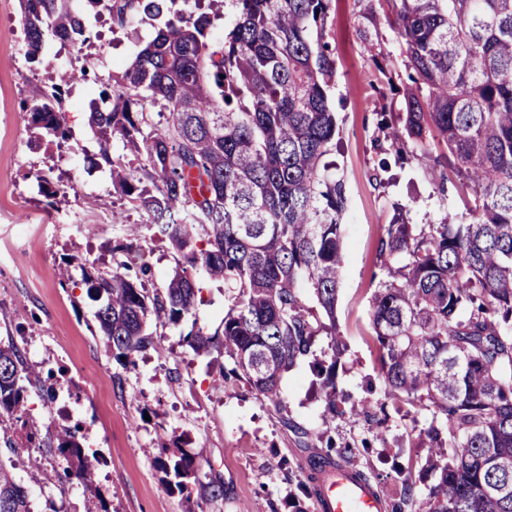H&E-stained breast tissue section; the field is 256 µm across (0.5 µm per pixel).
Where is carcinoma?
Wrapping results in <instances>:
<instances>
[{"instance_id": "cac0c4a2", "label": "carcinoma", "mask_w": 512, "mask_h": 512, "mask_svg": "<svg viewBox=\"0 0 512 512\" xmlns=\"http://www.w3.org/2000/svg\"><path fill=\"white\" fill-rule=\"evenodd\" d=\"M26 60L41 63L44 32L86 45V15L158 21L154 36L109 77L88 122L101 150L112 139L142 152L147 166L108 159L112 183L134 210L156 217L159 236L183 262L166 288L149 290L143 251L106 275L83 272L100 303L96 319L127 364L158 345L146 326L177 325L195 310L197 270L234 289L222 337L198 328L190 345L217 351L252 390L281 405L284 373L330 331L331 362L319 365L324 414L337 413L336 335L344 273L343 180L323 162L336 136L328 106L335 61L325 41L326 0H229L235 23L212 49L210 8L195 0H18ZM393 18L407 85L400 111L379 130L403 159L408 147L448 170L455 224L384 226L385 278L372 296V336L385 394L430 407L443 424L418 435L438 482L412 500L414 512H512V0H376ZM364 49L374 8L363 15ZM61 91L38 86L25 104L37 137L69 135L55 106ZM157 114L160 121L151 119ZM308 289L320 313L306 306ZM15 345L0 346V414L25 418L35 386ZM63 477L86 482L98 463L77 429L54 434ZM198 453L161 462L176 486L196 477ZM320 464L313 460L307 497ZM0 512H32L28 490L0 464Z\"/></svg>"}]
</instances>
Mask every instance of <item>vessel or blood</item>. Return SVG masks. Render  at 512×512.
Segmentation results:
<instances>
[{"label":"vessel or blood","mask_w":512,"mask_h":512,"mask_svg":"<svg viewBox=\"0 0 512 512\" xmlns=\"http://www.w3.org/2000/svg\"><path fill=\"white\" fill-rule=\"evenodd\" d=\"M317 512H386L384 499L358 479L352 468L327 470L316 501Z\"/></svg>","instance_id":"vessel-or-blood-1"}]
</instances>
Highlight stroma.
Masks as SVG:
<instances>
[{
    "mask_svg": "<svg viewBox=\"0 0 512 512\" xmlns=\"http://www.w3.org/2000/svg\"><path fill=\"white\" fill-rule=\"evenodd\" d=\"M369 5L327 2L325 39L336 62L328 95L338 131L326 159L347 194L345 273L336 308L347 352L336 367L340 412L328 418L317 376L318 363L329 358L326 337H318L311 355L283 375L279 409L235 377L231 359L189 346L186 336L194 326L222 330L233 295L202 272V301L192 315L154 328L157 347L135 355L134 365L113 357L80 271L64 282L60 267L74 256L91 271L111 272L112 250L124 244L127 224L140 227L137 243L149 253L152 287H165L179 256L153 234L152 216L129 209L116 193L99 137L88 124L85 83L65 88L62 123L70 138L59 146L38 142L20 101L29 83L51 87L74 65L107 81L132 59L139 42L152 37V21L132 14L118 29L106 16L90 21L96 37L80 50L46 36L43 62L33 67L25 59L18 0H0V48L13 56L8 71L0 72V100L9 104L0 111V344L15 342L40 379L28 397L29 420L55 430L42 399L43 392L52 393L71 407L70 424L82 427L85 447L100 459L91 483L64 482L57 476L56 446L28 447L25 425L0 416V461L11 464L28 489L33 512H292L288 502L300 496L314 451L370 473L393 505L405 491L419 496L436 484L427 449L413 445L433 423V410L408 413L386 399L370 312L383 276L378 244L394 205L405 206L414 224L454 223L458 217L448 204L454 188L429 174L416 152L393 166L395 183L376 181L384 153L374 139L392 95L363 49L360 22ZM76 153L83 158L78 172L71 165ZM38 173L56 185L54 201L41 193ZM60 367L68 377H53ZM297 426L308 432L309 448L300 446ZM174 435L187 451L201 453V480L222 485L223 496L187 495L166 482L160 444Z\"/></svg>",
    "mask_w": 512,
    "mask_h": 512,
    "instance_id": "obj_1",
    "label": "stroma"
}]
</instances>
